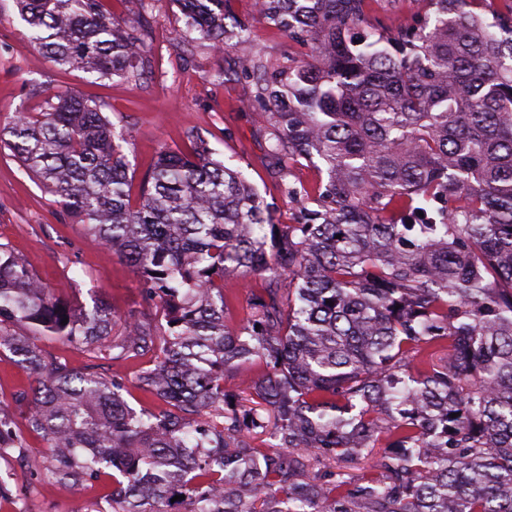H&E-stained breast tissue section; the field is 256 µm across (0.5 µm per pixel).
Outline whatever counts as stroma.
Segmentation results:
<instances>
[{
	"instance_id": "1",
	"label": "stroma",
	"mask_w": 512,
	"mask_h": 512,
	"mask_svg": "<svg viewBox=\"0 0 512 512\" xmlns=\"http://www.w3.org/2000/svg\"><path fill=\"white\" fill-rule=\"evenodd\" d=\"M230 22L253 31L249 45L221 52L208 43L183 42L184 21L175 0H149V26L144 44L149 59L137 81L98 78L64 71L38 53L13 0H0V125L16 112L37 107L45 95L72 90L101 105L125 135L124 152L136 178L151 169L161 149L186 148L191 138L204 139L216 159L244 172L275 208V221L294 223L297 209L280 192V179L267 156L268 142L247 104L252 81L242 75L243 61L257 51L277 58L293 51L287 37L259 19L254 0H231ZM215 72L222 81H212ZM0 243L10 245L52 293L74 306L100 300L116 315L153 313V303L132 268L113 256L97 239L72 222L54 196L30 178L9 150L0 151ZM15 330L45 351L63 357L72 368L109 377L118 373L132 382L129 402L146 403L135 382L137 363L88 360L73 345L19 324ZM31 380L10 352L0 353V409L25 430L26 396ZM111 481L67 490L41 478L25 499H1L0 512H86L97 495L110 492Z\"/></svg>"
}]
</instances>
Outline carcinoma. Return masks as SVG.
<instances>
[{
	"label": "carcinoma",
	"instance_id": "carcinoma-1",
	"mask_svg": "<svg viewBox=\"0 0 512 512\" xmlns=\"http://www.w3.org/2000/svg\"><path fill=\"white\" fill-rule=\"evenodd\" d=\"M103 2L15 0L53 63L135 82L143 42ZM175 2L185 37L252 39L226 0ZM423 2L387 32L365 0H256L305 48L244 68L281 177L316 161L326 175L316 195L283 183L295 224L202 142L162 151L133 190L112 122L75 92L0 127V149L160 303L116 332L107 305L53 297L0 243V351L33 374L25 420L45 444L0 499L45 472L112 478L87 512H512V12ZM229 273L260 279L242 328L225 320ZM14 323L90 359L149 358L138 385L159 403L134 409L123 378L73 369ZM255 362L262 376L224 385ZM28 448L0 411V457Z\"/></svg>",
	"mask_w": 512,
	"mask_h": 512
}]
</instances>
